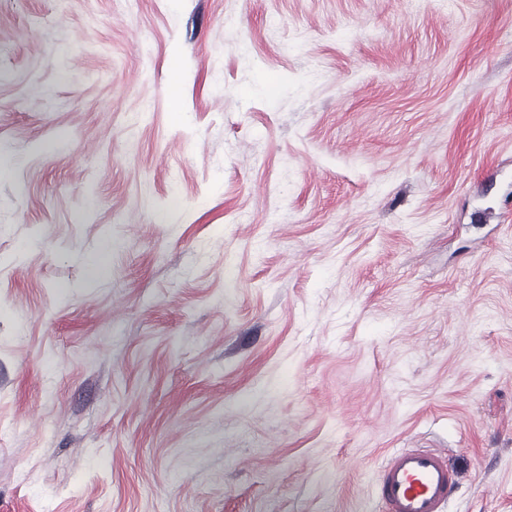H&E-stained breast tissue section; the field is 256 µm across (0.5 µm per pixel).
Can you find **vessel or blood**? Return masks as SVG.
Returning <instances> with one entry per match:
<instances>
[{
	"instance_id": "b4317fda",
	"label": "vessel or blood",
	"mask_w": 512,
	"mask_h": 512,
	"mask_svg": "<svg viewBox=\"0 0 512 512\" xmlns=\"http://www.w3.org/2000/svg\"><path fill=\"white\" fill-rule=\"evenodd\" d=\"M458 483L442 453L405 448L389 454L379 477L385 512H443Z\"/></svg>"
}]
</instances>
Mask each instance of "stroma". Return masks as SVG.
<instances>
[{
  "mask_svg": "<svg viewBox=\"0 0 512 512\" xmlns=\"http://www.w3.org/2000/svg\"><path fill=\"white\" fill-rule=\"evenodd\" d=\"M400 448L512 512V0H0V512H382Z\"/></svg>",
  "mask_w": 512,
  "mask_h": 512,
  "instance_id": "obj_1",
  "label": "stroma"
}]
</instances>
